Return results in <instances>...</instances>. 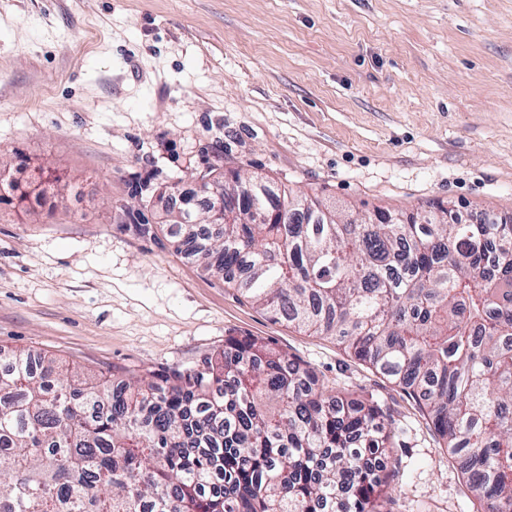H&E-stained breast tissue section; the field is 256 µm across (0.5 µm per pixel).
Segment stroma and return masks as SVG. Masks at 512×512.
I'll use <instances>...</instances> for the list:
<instances>
[{
	"label": "stroma",
	"mask_w": 512,
	"mask_h": 512,
	"mask_svg": "<svg viewBox=\"0 0 512 512\" xmlns=\"http://www.w3.org/2000/svg\"><path fill=\"white\" fill-rule=\"evenodd\" d=\"M0 349L111 376L252 337L392 420L390 512H484L409 392L276 320L125 209L210 166L403 217H512V0H0Z\"/></svg>",
	"instance_id": "1"
}]
</instances>
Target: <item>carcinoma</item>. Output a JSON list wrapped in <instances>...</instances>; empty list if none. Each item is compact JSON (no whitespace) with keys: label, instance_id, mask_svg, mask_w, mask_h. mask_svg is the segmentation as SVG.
<instances>
[{"label":"carcinoma","instance_id":"obj_1","mask_svg":"<svg viewBox=\"0 0 512 512\" xmlns=\"http://www.w3.org/2000/svg\"><path fill=\"white\" fill-rule=\"evenodd\" d=\"M272 224L238 209L208 237L163 218L207 269L272 316L331 336L402 385L486 512H512V224L487 215L357 221L235 175ZM381 408L328 396L257 339L109 383L28 350L0 353V512H384Z\"/></svg>","mask_w":512,"mask_h":512}]
</instances>
